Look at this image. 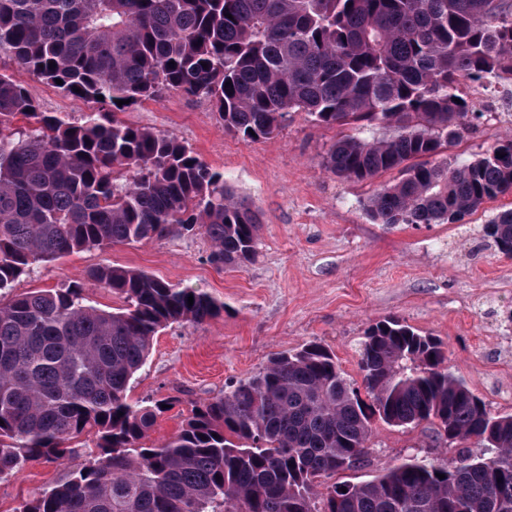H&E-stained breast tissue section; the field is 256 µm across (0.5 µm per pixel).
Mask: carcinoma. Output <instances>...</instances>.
<instances>
[{"label": "carcinoma", "mask_w": 512, "mask_h": 512, "mask_svg": "<svg viewBox=\"0 0 512 512\" xmlns=\"http://www.w3.org/2000/svg\"><path fill=\"white\" fill-rule=\"evenodd\" d=\"M5 60L99 108L80 121L42 112L0 68V294L37 262L173 233L203 232L216 264L254 260L261 224L221 173L177 138L104 113L166 89L210 100L247 143L297 110L387 130L345 135L323 156L344 179L399 172L368 200L379 224H458L512 196V135L469 163L436 160L477 116L460 81L512 83V0H0ZM19 116L32 123L13 127ZM484 236L512 258V209ZM90 286L127 307L87 304ZM222 310L203 291L110 265L0 302V481L39 459L85 457L19 512H512V414L445 366L440 339L397 318L360 341V387L309 342L196 403L161 446L143 444L160 405L128 392L154 337ZM375 420L429 425L467 449L324 483L368 457ZM89 432L96 447L72 446Z\"/></svg>", "instance_id": "cac0c4a2"}]
</instances>
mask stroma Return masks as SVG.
I'll list each match as a JSON object with an SVG mask.
<instances>
[{
    "label": "stroma",
    "instance_id": "35a3bbf8",
    "mask_svg": "<svg viewBox=\"0 0 512 512\" xmlns=\"http://www.w3.org/2000/svg\"><path fill=\"white\" fill-rule=\"evenodd\" d=\"M30 88L45 112L77 121L90 103L45 84L26 70L7 65ZM462 95L485 101L480 118L451 143L446 157L462 164L488 153L512 133V107L493 85L461 81ZM126 124L171 134L209 167L223 173L236 195L261 222L257 254L240 267L216 266L204 234H169L105 250H84L41 262L16 281L15 292L58 288L99 265L145 271L180 287L200 289L223 302L218 317L203 324L174 323L154 338L145 370L133 384L135 402H166L146 445L173 437L195 403L223 394L229 382L247 378L271 357L309 341L329 346L348 378L359 379L357 348L365 330L396 316L421 334L440 337L447 362L493 412L512 413L502 395L512 374L500 370L486 337L512 338V259L499 253L482 228L512 208V198L485 203L459 224L373 222L366 203L387 172L367 182L343 180L322 163L343 135L380 136L378 128L316 123L303 111L290 113L271 138L247 144L227 134L214 105L176 90L119 110ZM441 461L455 449L432 430L376 424L364 466L347 472L358 482L406 455ZM52 460L31 463L16 478L0 481V512H19L44 487L64 475Z\"/></svg>",
    "mask_w": 512,
    "mask_h": 512
}]
</instances>
